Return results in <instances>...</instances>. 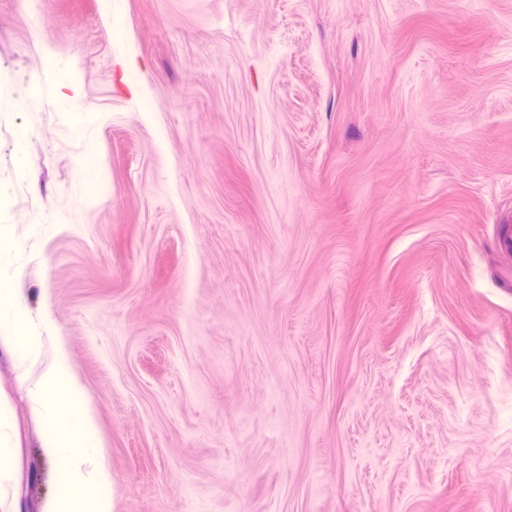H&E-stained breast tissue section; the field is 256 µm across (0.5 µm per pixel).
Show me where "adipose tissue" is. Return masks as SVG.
Returning a JSON list of instances; mask_svg holds the SVG:
<instances>
[{"instance_id":"ef3b65f1","label":"adipose tissue","mask_w":512,"mask_h":512,"mask_svg":"<svg viewBox=\"0 0 512 512\" xmlns=\"http://www.w3.org/2000/svg\"><path fill=\"white\" fill-rule=\"evenodd\" d=\"M68 69L67 62L53 56L47 57L44 70L30 84L25 96L27 100L35 102L47 94H56L68 106L67 111L59 115L61 124L85 133L96 125L98 115L77 107L81 90L77 78L68 77ZM16 441L17 419L12 397L0 387V512H21L22 509L11 478V456Z\"/></svg>"}]
</instances>
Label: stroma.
I'll list each match as a JSON object with an SVG mask.
<instances>
[{
	"mask_svg": "<svg viewBox=\"0 0 512 512\" xmlns=\"http://www.w3.org/2000/svg\"><path fill=\"white\" fill-rule=\"evenodd\" d=\"M116 7L118 40L100 0H0V252L71 352L112 512H512V0ZM49 53L89 135L22 100ZM16 376L41 512L64 462Z\"/></svg>",
	"mask_w": 512,
	"mask_h": 512,
	"instance_id": "35a3bbf8",
	"label": "stroma"
}]
</instances>
